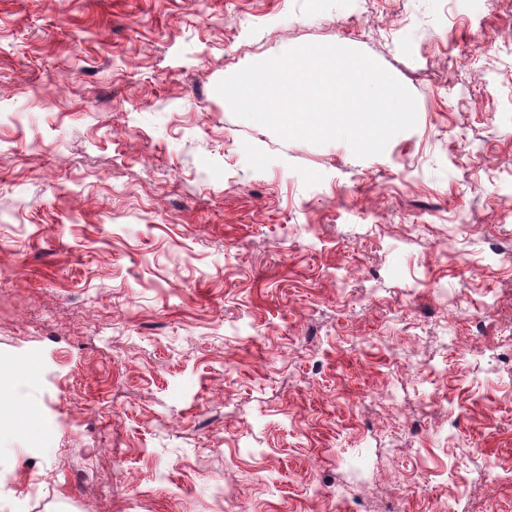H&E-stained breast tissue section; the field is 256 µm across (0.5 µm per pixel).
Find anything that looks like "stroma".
Returning a JSON list of instances; mask_svg holds the SVG:
<instances>
[{
  "instance_id": "stroma-1",
  "label": "stroma",
  "mask_w": 512,
  "mask_h": 512,
  "mask_svg": "<svg viewBox=\"0 0 512 512\" xmlns=\"http://www.w3.org/2000/svg\"><path fill=\"white\" fill-rule=\"evenodd\" d=\"M305 44L416 126L216 93ZM511 355L512 0H0V512H512Z\"/></svg>"
}]
</instances>
